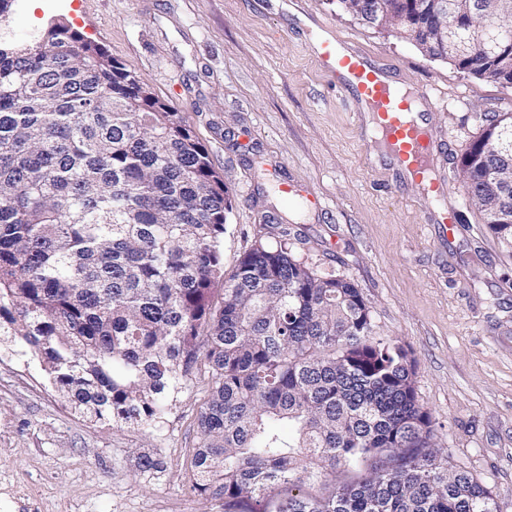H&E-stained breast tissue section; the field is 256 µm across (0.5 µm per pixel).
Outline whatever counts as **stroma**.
Segmentation results:
<instances>
[{
  "mask_svg": "<svg viewBox=\"0 0 512 512\" xmlns=\"http://www.w3.org/2000/svg\"><path fill=\"white\" fill-rule=\"evenodd\" d=\"M317 19L394 64L401 82L438 88L428 120L451 151L437 171L461 215L448 239L428 224L418 185L367 163L370 122L315 60ZM52 20L100 44L205 146L232 197L225 272L261 225L275 224L318 274L350 279L378 333L409 350L449 469L469 472L512 512V251L457 177L480 115L512 112V87L364 26L337 0H14L0 38L33 40ZM285 181L308 197H284ZM207 395V378H194L151 434L94 425L36 364L1 352L0 512H224L192 487Z\"/></svg>",
  "mask_w": 512,
  "mask_h": 512,
  "instance_id": "stroma-1",
  "label": "stroma"
}]
</instances>
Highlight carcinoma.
I'll list each match as a JSON object with an SVG mask.
<instances>
[{
    "label": "carcinoma",
    "instance_id": "cac0c4a2",
    "mask_svg": "<svg viewBox=\"0 0 512 512\" xmlns=\"http://www.w3.org/2000/svg\"><path fill=\"white\" fill-rule=\"evenodd\" d=\"M375 2L432 58L496 83L512 66V0H458L473 25L453 39L433 33L435 0ZM458 166L512 248V112L484 115ZM230 209L179 113L101 46L61 24L0 41V350L86 420L150 433L205 370L191 466L224 512H501L430 443L414 361L352 281L296 258L286 227L225 274ZM374 458L390 464L302 490Z\"/></svg>",
    "mask_w": 512,
    "mask_h": 512
}]
</instances>
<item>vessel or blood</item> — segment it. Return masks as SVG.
<instances>
[{"label":"vessel or blood","mask_w":512,"mask_h":512,"mask_svg":"<svg viewBox=\"0 0 512 512\" xmlns=\"http://www.w3.org/2000/svg\"><path fill=\"white\" fill-rule=\"evenodd\" d=\"M312 50L337 89L351 95L371 112L380 135L379 151L401 179L419 184L433 206L430 221L440 237H447L459 222L458 210L449 205V190L434 175L446 143L424 121L414 117L413 97L398 86L388 68L372 61L348 39L323 30Z\"/></svg>","instance_id":"obj_1"}]
</instances>
